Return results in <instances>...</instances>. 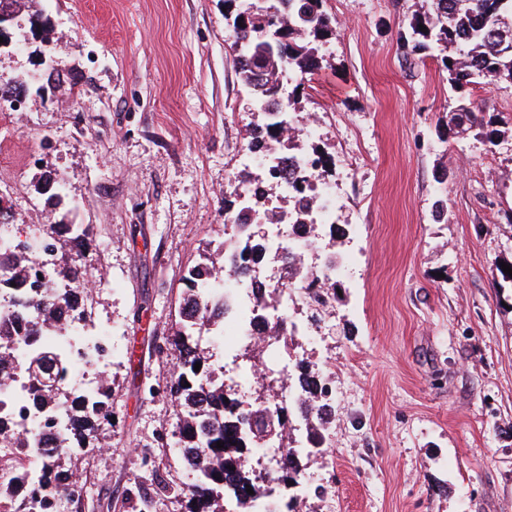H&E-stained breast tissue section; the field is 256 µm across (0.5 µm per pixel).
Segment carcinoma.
I'll return each mask as SVG.
<instances>
[{
    "label": "carcinoma",
    "mask_w": 512,
    "mask_h": 512,
    "mask_svg": "<svg viewBox=\"0 0 512 512\" xmlns=\"http://www.w3.org/2000/svg\"><path fill=\"white\" fill-rule=\"evenodd\" d=\"M426 30H421V27ZM331 30L330 19L323 10V0H275V12H256L232 27L237 80L253 95L272 98L279 90V70L290 65L304 76L320 69L316 43ZM401 48L408 54L425 50L439 52L448 72V83L461 93L480 78L492 83L512 84V0H430V8L415 15L409 30L400 35ZM448 131H474L486 143H495L496 119L470 110L460 102L449 119ZM276 124L254 129L249 147L260 140L275 139ZM262 198H254L237 213L235 224L240 239L228 244L242 261L253 260L266 248V241L250 234V212L263 208ZM90 226L77 228L73 237L76 251L70 258L68 284L62 288L48 278L42 289L33 294H8L0 310V364L11 361L9 347L16 340L34 342L47 327L60 332L74 319L80 302L71 282L86 275L81 248L92 240ZM34 266L32 258L19 251L0 252V290L11 283L25 282ZM235 267L206 258L189 270L180 329L166 338L179 353V364L171 377L169 390L180 401L181 418L177 446L192 449L191 464L196 470L193 483L183 491L172 487L167 491L186 499L187 512H219L217 501L228 491L236 500L256 502L265 496L258 477L245 469L244 459L250 449L239 438L242 413L238 402L224 392L208 360L199 349L201 331L217 324L216 311L226 304L224 276H234ZM199 371H194L196 364ZM66 356L63 350L29 349L24 370L27 395L32 408L45 418L63 416L69 422L67 434L60 440L58 451L48 456L43 476L44 497L50 498L69 490V475L61 470L62 461L74 448L95 447V432L100 423L111 417V386L101 384L97 399L86 402L71 397V388L62 375ZM319 376L304 370L294 380L305 396L304 402L325 396ZM267 408L255 404L245 414L255 417L258 434H272L282 449L278 478L282 486L292 484L304 469L303 460L292 448L283 445L287 417L280 412L273 425L265 420ZM16 430L14 445L26 454L30 442L9 411L0 406V434ZM222 447H217V442ZM253 489L254 494L247 493Z\"/></svg>",
    "instance_id": "cac0c4a2"
}]
</instances>
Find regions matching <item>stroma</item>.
<instances>
[{
	"mask_svg": "<svg viewBox=\"0 0 512 512\" xmlns=\"http://www.w3.org/2000/svg\"><path fill=\"white\" fill-rule=\"evenodd\" d=\"M429 0H325L332 35L321 71L290 98L300 148L320 150L342 201L320 245L360 250L357 287L339 279L314 341L277 352L203 340L238 394H267L249 363L292 358L336 383L334 447L313 453L296 512H512V86L457 94L440 60L397 45ZM224 0H26L23 41L0 49V80L45 74L0 114V193L15 239L50 224H90L86 263L100 287L94 322L114 328L126 361L113 421L74 449L76 512H184L161 488L191 476L165 444L179 408L165 387L177 354L185 278L224 241L231 178L248 131L267 116L238 83ZM465 97L497 115L495 144L452 135ZM320 119L322 135L302 130ZM63 173L60 193L41 190ZM447 214L435 221L437 200Z\"/></svg>",
	"mask_w": 512,
	"mask_h": 512,
	"instance_id": "1",
	"label": "stroma"
}]
</instances>
